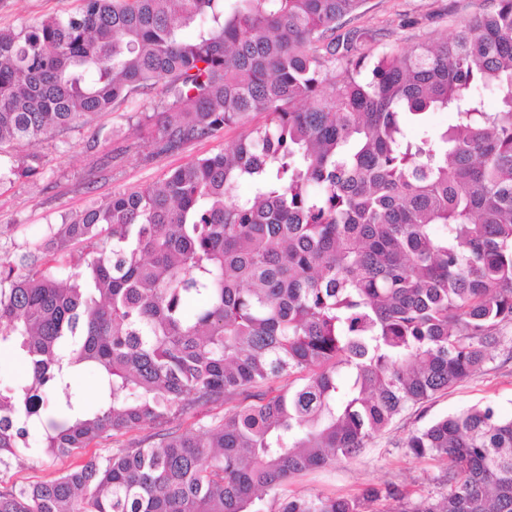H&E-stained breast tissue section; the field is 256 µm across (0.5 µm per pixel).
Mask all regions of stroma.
Instances as JSON below:
<instances>
[{
	"instance_id": "stroma-1",
	"label": "stroma",
	"mask_w": 512,
	"mask_h": 512,
	"mask_svg": "<svg viewBox=\"0 0 512 512\" xmlns=\"http://www.w3.org/2000/svg\"><path fill=\"white\" fill-rule=\"evenodd\" d=\"M79 5L80 0H0V27L33 24ZM486 5V0H364L346 26L367 31L368 47L379 54L451 36ZM158 99L154 92L122 111L103 113L34 145L17 146L18 154L37 153L41 167L37 174L0 189V260L14 261L27 243L45 238L50 228L90 204L147 186L173 168L231 148L244 133L243 128L230 127L217 138L146 159L147 132L138 122L142 111L152 110ZM500 335L491 360L474 376L396 418L356 457L291 480L285 493L352 496L384 483L411 492L438 491L442 464L413 458L402 443L434 420L474 406L490 405L512 417V326L502 328ZM40 446L39 433L30 432L22 457L0 468L1 487L45 481L80 462L76 456H41Z\"/></svg>"
}]
</instances>
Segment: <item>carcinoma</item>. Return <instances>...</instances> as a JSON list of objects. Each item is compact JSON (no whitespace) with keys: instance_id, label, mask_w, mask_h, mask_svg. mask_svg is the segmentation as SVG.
Masks as SVG:
<instances>
[{"instance_id":"obj_1","label":"carcinoma","mask_w":512,"mask_h":512,"mask_svg":"<svg viewBox=\"0 0 512 512\" xmlns=\"http://www.w3.org/2000/svg\"><path fill=\"white\" fill-rule=\"evenodd\" d=\"M362 3L80 0L0 28V188L40 168L15 144L157 87L149 158L247 126L0 265V346L28 368L0 389V466L32 428L48 457L157 429L0 489V512H512V418L490 405L407 437L445 463L436 495L280 496L475 375L512 325V0L383 56L336 34ZM438 111L455 121L432 137ZM88 367L93 409L70 392ZM220 400L198 432L169 426ZM157 430H151L148 427L141 429H133L123 435L110 437L106 440L101 441L98 444L91 445L89 448L84 450L87 456L104 453L105 448H112V446H116L118 444L128 443L130 441H137L146 437L147 435L155 432Z\"/></svg>"}]
</instances>
